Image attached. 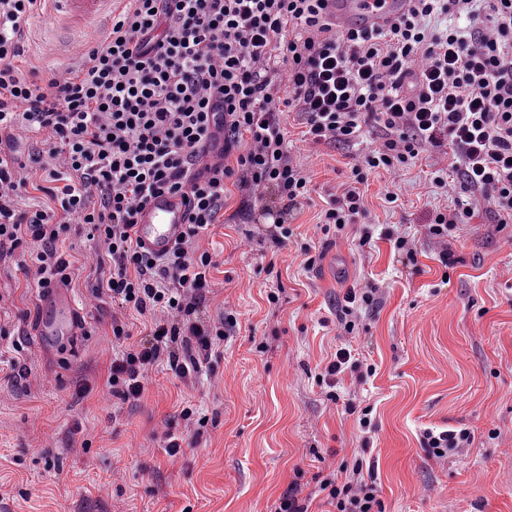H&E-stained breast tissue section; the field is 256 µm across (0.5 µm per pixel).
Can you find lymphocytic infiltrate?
I'll return each instance as SVG.
<instances>
[{
  "instance_id": "1",
  "label": "lymphocytic infiltrate",
  "mask_w": 512,
  "mask_h": 512,
  "mask_svg": "<svg viewBox=\"0 0 512 512\" xmlns=\"http://www.w3.org/2000/svg\"><path fill=\"white\" fill-rule=\"evenodd\" d=\"M36 0H0V136H41L29 159L0 146V259L30 249L22 270L37 287L64 277L57 249L68 225L89 235L112 261L92 298L110 296L151 316L144 342L112 361L108 392L139 398L150 367L166 360L179 377L199 372L201 357L235 325L194 315L211 292L217 263L202 235L224 210L228 184L254 200L274 193L272 248L293 235L291 221L311 200V175L287 154L282 115L298 113L302 142L352 147L346 183L325 198L320 230L342 238L363 223L370 173L390 177L431 148H449L435 187L457 196L432 212L429 235L444 245L485 202L498 224L512 223V0H411L389 28L341 29L326 0H128L109 32L83 48L73 68L47 75L21 69L25 28ZM466 17L462 28L435 29L439 16ZM224 134L231 164L203 175L199 150ZM370 147L361 142L367 132ZM42 172L48 203L24 210L32 168ZM190 190L182 241L156 258L135 241L140 209L162 192ZM468 429H424L422 448L438 459L469 447ZM365 449L319 481L336 512H385L375 479L363 475Z\"/></svg>"
}]
</instances>
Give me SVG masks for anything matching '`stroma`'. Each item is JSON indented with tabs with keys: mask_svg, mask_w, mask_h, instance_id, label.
<instances>
[{
	"mask_svg": "<svg viewBox=\"0 0 512 512\" xmlns=\"http://www.w3.org/2000/svg\"><path fill=\"white\" fill-rule=\"evenodd\" d=\"M111 24L105 14L68 22L60 34L35 16L21 65L75 66L74 46L92 44ZM283 121L292 162L311 172L312 203L275 259L271 217L229 188L223 218L203 237L217 266L196 317L216 321L229 305L237 324L214 347L210 373L184 380L160 363L138 400L108 395L117 308L107 297L90 300L89 287L112 263L84 226L71 225L59 247L87 332L72 346L58 341L52 357L29 336L39 291L21 255L0 260V325L24 346L21 376L0 374V512H275L292 481L313 491L323 461L352 460L361 445L355 417L315 382L347 343L375 368L363 383L345 374L337 390L372 409L369 459L385 512H512V223L496 224L477 204L449 243L456 265L444 269L427 224L452 200L432 185L442 156L428 152L399 179L370 174L364 218L406 236L417 266L387 240L362 251L341 240L320 268L305 271L297 251L322 243L323 195L346 181L349 151L323 145L309 154L297 113ZM368 283L378 288L376 306L357 312L353 335L339 336V295ZM272 293L278 302H269ZM186 406L207 416L206 432L172 458L164 433L182 431ZM426 427L465 428L474 441L431 458L419 444Z\"/></svg>",
	"mask_w": 512,
	"mask_h": 512,
	"instance_id": "stroma-1",
	"label": "stroma"
}]
</instances>
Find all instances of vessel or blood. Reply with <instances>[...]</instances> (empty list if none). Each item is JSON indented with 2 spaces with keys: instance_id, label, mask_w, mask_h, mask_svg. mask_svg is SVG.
<instances>
[{
  "instance_id": "obj_1",
  "label": "vessel or blood",
  "mask_w": 512,
  "mask_h": 512,
  "mask_svg": "<svg viewBox=\"0 0 512 512\" xmlns=\"http://www.w3.org/2000/svg\"><path fill=\"white\" fill-rule=\"evenodd\" d=\"M47 21L57 13L91 20L99 18L112 0H38ZM409 8V0H327L330 20L346 28L384 29ZM191 206L187 194H160L141 209L135 238L156 256L171 251L184 237ZM33 345L42 355H52V337L78 340L85 331L83 311L71 288L64 283L40 291L36 300Z\"/></svg>"
}]
</instances>
